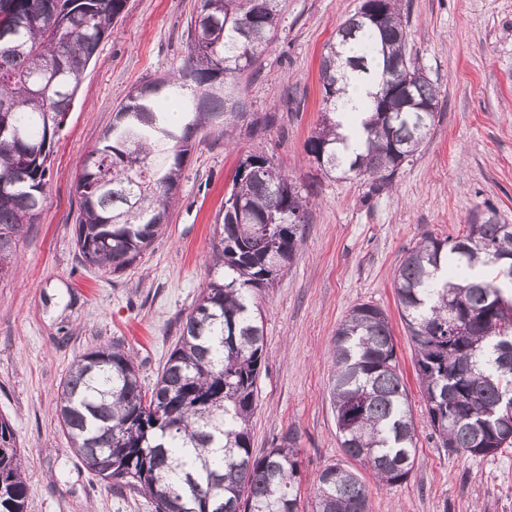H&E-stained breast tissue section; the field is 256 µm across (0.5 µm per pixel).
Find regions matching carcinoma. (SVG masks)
Wrapping results in <instances>:
<instances>
[{
	"mask_svg": "<svg viewBox=\"0 0 512 512\" xmlns=\"http://www.w3.org/2000/svg\"><path fill=\"white\" fill-rule=\"evenodd\" d=\"M127 0H0V274L28 224L40 217L58 136L82 74ZM284 0H199L188 54L176 72L135 87L119 106L75 182V242L82 261L119 273L142 258L168 219L198 130L232 135L236 78L271 47ZM402 0H363L326 44L320 77L324 118L304 149L326 174L390 183L440 121L439 91L408 52ZM352 72L370 73L359 151L341 149L336 113ZM178 106L172 120L169 104ZM236 171L213 228L211 278L182 320L153 388L121 347L99 345L70 367L56 415L71 447L102 481L149 497L154 512H299L297 433L257 453L248 423L266 359L254 293L294 259L309 198L263 154ZM512 231L493 209L455 238L425 235L405 250L393 278L397 309L415 352L427 420L443 447L486 457L512 431L486 423L512 403ZM485 272L469 276L476 264ZM466 323L452 324L451 308ZM329 397L343 453L381 484L415 467V421L387 313L351 308L336 328ZM313 512H371L356 470L324 466ZM27 484L12 425L0 418V512H25Z\"/></svg>",
	"mask_w": 512,
	"mask_h": 512,
	"instance_id": "1",
	"label": "carcinoma"
}]
</instances>
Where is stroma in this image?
<instances>
[{
    "label": "stroma",
    "mask_w": 512,
    "mask_h": 512,
    "mask_svg": "<svg viewBox=\"0 0 512 512\" xmlns=\"http://www.w3.org/2000/svg\"><path fill=\"white\" fill-rule=\"evenodd\" d=\"M362 2L286 0L271 48L239 79L247 107L233 141L198 133L161 233L138 264L110 274L79 256L74 183L129 92L182 65L197 5L127 0L58 135L43 211L0 277V416L20 447L26 512H153L144 494L110 487L75 455L57 421V390L77 356L112 343L133 357L145 385L155 382L208 279L212 227L235 170L253 151L310 193L311 217L292 263L255 296L266 361L252 448L297 431L300 512L313 510L314 472L336 462L360 470L373 512H512V447L465 456L429 425L392 290L404 251L424 235L457 236L490 207L512 224V0H403L408 48L437 85L442 112L420 152L378 189L325 177L304 151L322 115L323 48ZM269 112L276 121L267 127ZM366 302L389 315L417 426L415 468L401 485H379L347 460L328 397L331 338Z\"/></svg>",
    "instance_id": "stroma-1"
}]
</instances>
